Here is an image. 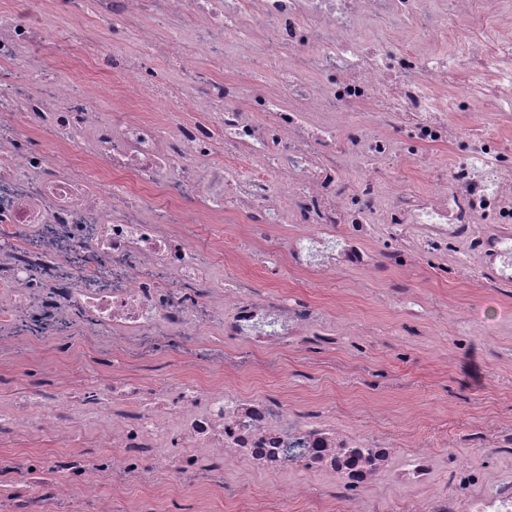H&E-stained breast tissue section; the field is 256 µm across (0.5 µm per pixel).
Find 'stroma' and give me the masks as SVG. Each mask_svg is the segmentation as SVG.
Listing matches in <instances>:
<instances>
[{
	"label": "stroma",
	"instance_id": "stroma-1",
	"mask_svg": "<svg viewBox=\"0 0 512 512\" xmlns=\"http://www.w3.org/2000/svg\"><path fill=\"white\" fill-rule=\"evenodd\" d=\"M476 265L474 256L452 253L444 261L384 272L368 283L352 270L338 271L320 283L291 273L284 256L269 270L247 264L227 268V275L249 280L262 293L285 287L321 303L343 296L350 315L367 330L363 336L344 337L332 326L328 332L335 335V343L316 339L303 352L268 351L272 371L260 376L244 369L235 387L279 395L293 386L298 411L332 401L340 423L355 418L391 427L410 402L424 404L452 434L477 421L512 417V359L501 356L512 349V285L489 292L472 275ZM407 278L415 280L430 311L432 342H415L407 334L408 320L385 302L399 280ZM473 313L479 316L474 323L469 320ZM55 362L54 350L45 342L35 356L0 369V410H8L15 390L56 386ZM123 372L147 386L161 379L174 382L182 376L180 355L160 351L124 365ZM73 448L98 454L94 431L83 428L62 441L30 432L21 447L5 451L15 460L5 488L21 496L34 494L25 479L26 467L66 456Z\"/></svg>",
	"mask_w": 512,
	"mask_h": 512
}]
</instances>
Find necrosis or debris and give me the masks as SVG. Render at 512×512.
<instances>
[{
    "label": "necrosis or debris",
    "mask_w": 512,
    "mask_h": 512,
    "mask_svg": "<svg viewBox=\"0 0 512 512\" xmlns=\"http://www.w3.org/2000/svg\"><path fill=\"white\" fill-rule=\"evenodd\" d=\"M89 10L109 41L85 28ZM49 11L68 20L93 79L55 75L42 48ZM176 23L190 39L161 40ZM131 33L135 52L122 47ZM161 56L181 74L175 88ZM268 66L274 80L255 83ZM4 75L0 116L24 119L0 123V361L51 341L60 387L17 398L0 415V447L92 423L104 453L35 467L37 495L0 493V512H110L99 477L135 484L158 470L179 493L223 488L242 465L323 477L320 512L383 484L420 495L417 512H512V478L439 458L434 434L413 445L403 432L340 425L323 405L301 414L285 397L232 390L235 358L211 380L147 386L116 374L107 388H65L78 335L102 355L168 345L196 361L218 331L258 358L325 329L326 309L308 299L217 283L186 224L239 222L226 259L262 267L284 251L317 280L345 268L372 279L464 245L489 287L511 284L512 0H19L0 12ZM472 104L496 133L472 135L440 165L430 150L447 144L449 113ZM45 118L49 138L27 148ZM87 138L94 187L63 154ZM219 143L223 162L208 164ZM414 164L426 173L419 189L405 176ZM288 223L296 235L270 236ZM378 234L391 243L381 253L365 246Z\"/></svg>",
    "instance_id": "4bbe7bcc"
}]
</instances>
